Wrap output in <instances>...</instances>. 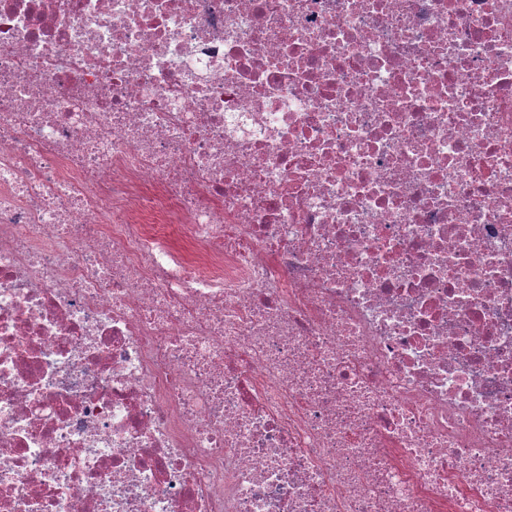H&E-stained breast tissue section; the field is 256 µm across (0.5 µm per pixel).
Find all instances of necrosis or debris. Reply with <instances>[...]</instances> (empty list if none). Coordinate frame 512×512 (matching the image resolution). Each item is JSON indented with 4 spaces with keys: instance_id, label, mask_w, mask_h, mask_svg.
<instances>
[{
    "instance_id": "4bbe7bcc",
    "label": "necrosis or debris",
    "mask_w": 512,
    "mask_h": 512,
    "mask_svg": "<svg viewBox=\"0 0 512 512\" xmlns=\"http://www.w3.org/2000/svg\"><path fill=\"white\" fill-rule=\"evenodd\" d=\"M0 512H512V0H0Z\"/></svg>"
}]
</instances>
